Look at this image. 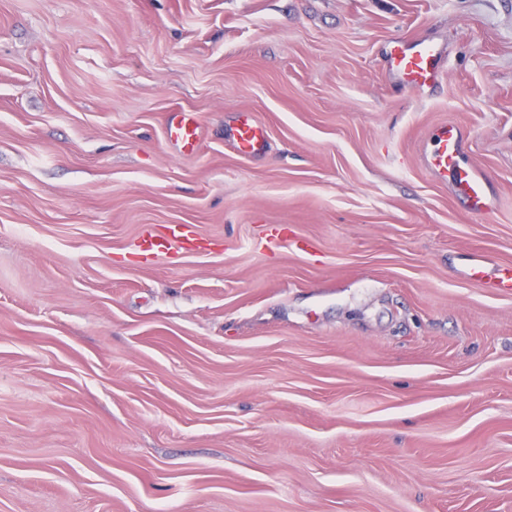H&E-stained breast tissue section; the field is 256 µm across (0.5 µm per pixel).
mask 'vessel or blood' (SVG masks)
<instances>
[{
  "instance_id": "1",
  "label": "vessel or blood",
  "mask_w": 512,
  "mask_h": 512,
  "mask_svg": "<svg viewBox=\"0 0 512 512\" xmlns=\"http://www.w3.org/2000/svg\"><path fill=\"white\" fill-rule=\"evenodd\" d=\"M442 56V49L433 42L418 37L394 40L385 50L387 74L393 82L422 94L439 82ZM166 134L168 140L181 150H193L200 136L195 113H174ZM232 140L240 152L251 155L265 149L267 134L256 121L245 119L236 127ZM424 162L434 178L453 180L471 213L481 216L490 213L484 176L479 169L465 162L464 140L459 128L453 125L439 128L431 149L424 154ZM197 241L192 225L172 224L163 234L143 237L140 249L148 256L157 257L178 250H194ZM467 275L490 294L512 295V265L492 269L486 260L478 258L470 265Z\"/></svg>"
}]
</instances>
